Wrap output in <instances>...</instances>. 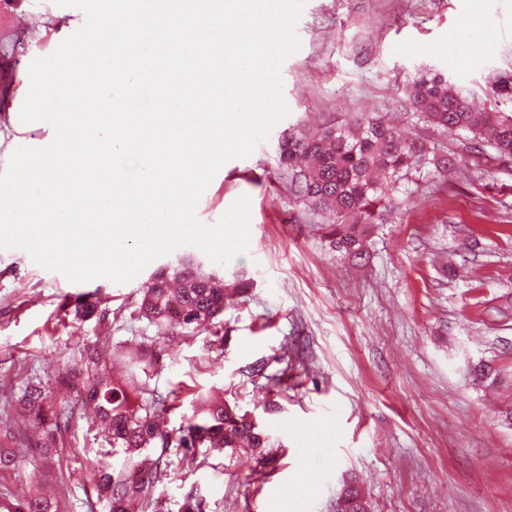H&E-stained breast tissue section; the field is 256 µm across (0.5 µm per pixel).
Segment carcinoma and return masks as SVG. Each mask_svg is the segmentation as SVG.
Here are the masks:
<instances>
[{
  "instance_id": "cac0c4a2",
  "label": "carcinoma",
  "mask_w": 512,
  "mask_h": 512,
  "mask_svg": "<svg viewBox=\"0 0 512 512\" xmlns=\"http://www.w3.org/2000/svg\"><path fill=\"white\" fill-rule=\"evenodd\" d=\"M496 100L512 103V76L504 74L491 88ZM409 105L423 121L445 130L472 135L473 149L494 148L500 158H512V113L496 109L475 110L464 91L443 75L417 78L408 89ZM423 143L404 138L388 120H362L354 126H329L290 137L281 147L280 161L294 172L296 195L315 213L329 216L325 236L340 256L362 260L367 255V229L386 220L398 205L399 180L425 155ZM249 282H224L216 272L204 271L195 256H182L172 269H158L133 311V319L147 321L158 337L191 338L209 330L224 311L228 292L244 293ZM163 354L151 346L129 357L126 375L115 378L97 348L80 354L75 372L81 403L93 406L110 431L111 449L101 453L93 472L94 490L109 512H161L155 497L158 483L172 464L167 453L176 449L178 464L196 470L215 451L232 456L248 445L247 460L264 467L274 461L275 443L256 415L211 394L193 395L189 412L176 430H163L158 421L177 409L170 395L151 388L150 381L163 370ZM288 392L280 377L266 386L273 397L265 409L279 408ZM19 403L32 427L44 430L40 448L55 451L59 432L69 426V408L56 413L44 429L45 409L52 395L40 382H27ZM12 436H0V471L16 469L20 457L11 449ZM0 512H60V499L41 494L19 499L0 495Z\"/></svg>"
}]
</instances>
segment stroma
Listing matches in <instances>:
<instances>
[{"label":"stroma","instance_id":"obj_1","mask_svg":"<svg viewBox=\"0 0 512 512\" xmlns=\"http://www.w3.org/2000/svg\"><path fill=\"white\" fill-rule=\"evenodd\" d=\"M476 14L481 31L449 60V39ZM82 17L54 0H0V171L17 147L49 139V122L16 127L10 108L32 61L57 48V24ZM296 33L301 47L281 69L288 115L251 156L226 162L197 206L212 225L249 197L246 253L205 268L251 286L225 304L221 337L166 343L151 381L163 393L224 394L258 414L283 451L269 470L222 456L195 471L172 465L155 494L165 512H180L190 494L205 512H336L352 485L367 512H512V159L427 126L405 101L409 81L431 71L489 104L491 78L512 74V0H306ZM375 112L407 137L447 145L457 168L412 174L400 210L356 265L326 247L279 145ZM182 254L124 284L73 283L24 250L0 249V379L17 387L37 374L57 403L74 406L58 455L41 467V486L64 512H108L92 485L107 432L77 406L67 378L89 342L123 371L154 334L130 318L141 289ZM84 292L105 320H75ZM481 362L497 371L496 388L473 375ZM281 376L282 409L264 412L263 388Z\"/></svg>","mask_w":512,"mask_h":512}]
</instances>
